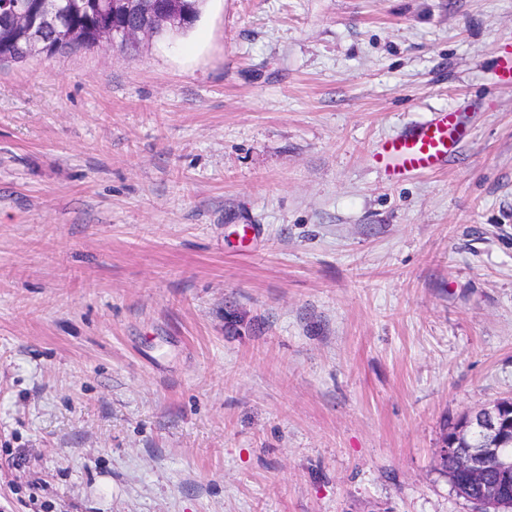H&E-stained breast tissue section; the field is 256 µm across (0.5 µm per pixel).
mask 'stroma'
Returning a JSON list of instances; mask_svg holds the SVG:
<instances>
[{"mask_svg":"<svg viewBox=\"0 0 512 512\" xmlns=\"http://www.w3.org/2000/svg\"><path fill=\"white\" fill-rule=\"evenodd\" d=\"M512 0H206L0 65V512H477L512 398ZM443 107L448 169L377 142ZM448 435L440 448V457L455 458L453 488L476 492L469 500L480 508L510 506L512 399L470 411Z\"/></svg>","mask_w":512,"mask_h":512,"instance_id":"obj_1","label":"stroma"}]
</instances>
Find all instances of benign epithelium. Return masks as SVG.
<instances>
[{
    "mask_svg": "<svg viewBox=\"0 0 512 512\" xmlns=\"http://www.w3.org/2000/svg\"><path fill=\"white\" fill-rule=\"evenodd\" d=\"M63 0H38L39 21L28 12L10 17L8 27L25 29L31 46L47 51V34L62 22ZM181 0H112V24L97 29L101 46L140 43L154 37L152 28L131 16L143 11L154 26L166 28L187 20L180 10ZM440 455L455 458L452 486L476 492L470 502L482 508L512 504V399L478 407L466 414L443 440Z\"/></svg>",
    "mask_w": 512,
    "mask_h": 512,
    "instance_id": "1",
    "label": "benign epithelium"
}]
</instances>
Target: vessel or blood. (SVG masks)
<instances>
[{"instance_id":"obj_1","label":"vessel or blood","mask_w":512,"mask_h":512,"mask_svg":"<svg viewBox=\"0 0 512 512\" xmlns=\"http://www.w3.org/2000/svg\"><path fill=\"white\" fill-rule=\"evenodd\" d=\"M467 127L456 109L427 113L401 133L379 142L373 157L391 180L444 169Z\"/></svg>"}]
</instances>
